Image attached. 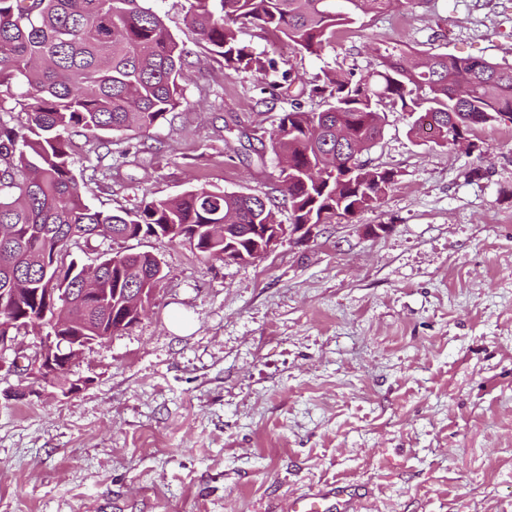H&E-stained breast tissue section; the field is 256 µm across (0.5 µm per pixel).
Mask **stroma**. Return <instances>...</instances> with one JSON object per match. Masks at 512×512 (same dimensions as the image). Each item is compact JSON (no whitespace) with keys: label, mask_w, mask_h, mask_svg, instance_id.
I'll return each mask as SVG.
<instances>
[{"label":"stroma","mask_w":512,"mask_h":512,"mask_svg":"<svg viewBox=\"0 0 512 512\" xmlns=\"http://www.w3.org/2000/svg\"><path fill=\"white\" fill-rule=\"evenodd\" d=\"M238 40L287 60L292 86L197 49L167 121L113 136L90 206L201 187L280 198L270 135L291 102L318 109L325 72L401 44L512 63V0H400L318 57L250 24ZM382 109L366 159L396 184L308 242L248 264L153 237L73 247L85 265L153 253L165 278L137 323L85 349L70 396L0 354V512H274L339 480L371 512H512V127L442 147Z\"/></svg>","instance_id":"1"}]
</instances>
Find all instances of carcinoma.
Masks as SVG:
<instances>
[{"label":"carcinoma","mask_w":512,"mask_h":512,"mask_svg":"<svg viewBox=\"0 0 512 512\" xmlns=\"http://www.w3.org/2000/svg\"><path fill=\"white\" fill-rule=\"evenodd\" d=\"M195 45L224 58L225 67L278 70L275 58H254L240 46L239 24L271 31L295 50L320 55L336 27L360 11H382L394 0H188ZM191 54L147 0H0V89H23L17 105L26 115L16 128L3 115L15 111L0 101V290L22 280L41 289L38 298L20 295L0 310V332L46 324V290L65 289L76 302L84 285L83 267L61 264L79 240L127 239L139 232L169 241L196 240L205 259H224V242L213 243L201 228L231 224L230 242L251 252L253 224L273 222L278 205L269 198L206 188L144 200L120 214L92 208L90 185L112 171L109 135L145 133L182 104L184 65ZM413 50L385 49L379 68L364 73L329 72L313 89L323 109L297 104L284 113L272 137L280 169L281 205L290 223L333 224L379 204L396 183V173L362 159L380 140L383 101L413 118L431 120L437 144L455 145L467 135L512 116V65L486 58L434 53L426 69L409 67ZM104 134L91 173L76 176L72 136ZM164 279L145 253H105L94 267L99 296L88 308L75 306L80 329L103 343L121 333V294L145 281Z\"/></svg>","instance_id":"carcinoma-1"}]
</instances>
